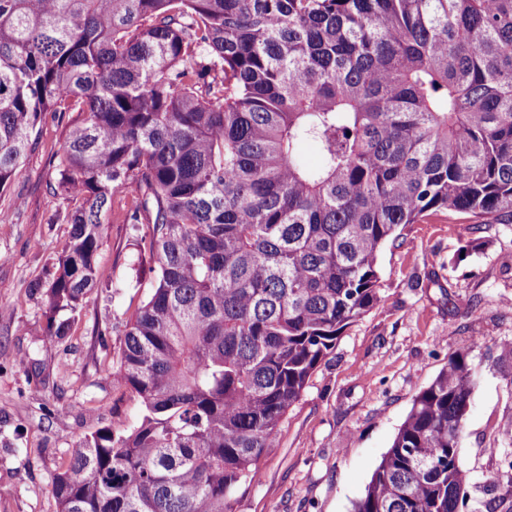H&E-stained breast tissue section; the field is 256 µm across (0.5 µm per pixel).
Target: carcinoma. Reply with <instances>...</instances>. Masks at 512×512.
I'll list each match as a JSON object with an SVG mask.
<instances>
[{
	"mask_svg": "<svg viewBox=\"0 0 512 512\" xmlns=\"http://www.w3.org/2000/svg\"><path fill=\"white\" fill-rule=\"evenodd\" d=\"M74 112L48 308L101 282L118 195L155 285L115 372L143 417L81 441L59 512H233L382 301L383 247L429 212L512 224V0H0V195L46 116ZM491 367L512 387V342L448 355L353 512H475L460 458Z\"/></svg>",
	"mask_w": 512,
	"mask_h": 512,
	"instance_id": "cac0c4a2",
	"label": "carcinoma"
}]
</instances>
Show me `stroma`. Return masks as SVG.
<instances>
[{
    "label": "stroma",
    "mask_w": 512,
    "mask_h": 512,
    "mask_svg": "<svg viewBox=\"0 0 512 512\" xmlns=\"http://www.w3.org/2000/svg\"><path fill=\"white\" fill-rule=\"evenodd\" d=\"M64 126L47 119L0 208V512H59L51 493L77 442L102 428L126 432L142 418L138 396L114 383L125 327L152 292L148 256L135 238L142 224L122 220L115 200L98 258L106 284L47 335L46 291L58 271L69 207L54 190L49 156ZM473 238L486 248L465 259ZM383 300L346 328L283 418L278 446L234 512H351L407 417L415 396L448 362L471 349L488 359L512 341V224H475L433 213L407 225L378 258ZM512 414V386L485 371L464 431L463 467L473 477L477 512H512V451L500 428Z\"/></svg>",
    "instance_id": "1"
}]
</instances>
